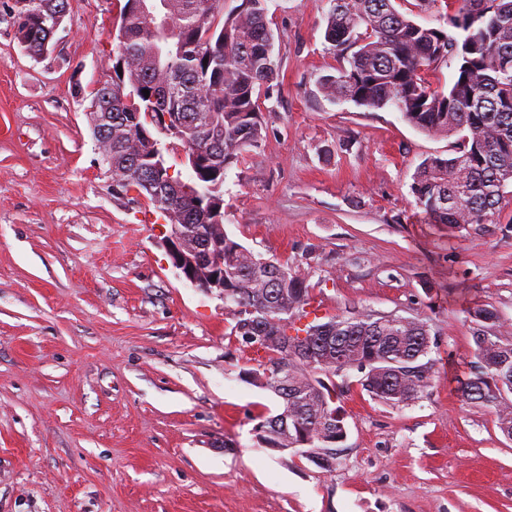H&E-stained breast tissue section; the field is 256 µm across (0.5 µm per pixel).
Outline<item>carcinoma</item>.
<instances>
[{
	"label": "carcinoma",
	"mask_w": 512,
	"mask_h": 512,
	"mask_svg": "<svg viewBox=\"0 0 512 512\" xmlns=\"http://www.w3.org/2000/svg\"><path fill=\"white\" fill-rule=\"evenodd\" d=\"M266 2L241 0L226 14L224 0H125L112 79L93 92L88 119L98 148L112 159L113 194L149 199L196 252L224 239L230 335L248 348L250 335H288L286 348L262 346L267 362L286 370L285 381L261 363L245 373L280 399L278 412L260 421L258 445L303 448L329 469L347 437L335 377L356 370L373 399L406 404L431 384L434 341L427 323L393 315L350 312L296 326L313 303L306 275L223 235L225 172L263 139L260 90L279 69ZM331 2L325 40L342 64L320 78L322 93L370 110L394 107L430 136H459L453 156L420 164L411 195L431 224L494 223L512 187V0H451L464 21L451 18L446 28L414 21L392 0ZM67 8L68 0H10L15 36L29 55L47 53ZM450 57L459 62L457 76L438 89V64ZM165 113L183 152L194 157L192 181L167 173L151 131ZM497 319L491 309L471 314L475 362L453 379L452 391L463 403L491 409L512 439V333L486 335Z\"/></svg>",
	"instance_id": "1"
}]
</instances>
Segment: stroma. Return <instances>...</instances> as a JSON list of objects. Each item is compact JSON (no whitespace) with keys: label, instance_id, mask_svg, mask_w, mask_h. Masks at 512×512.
<instances>
[{"label":"stroma","instance_id":"1","mask_svg":"<svg viewBox=\"0 0 512 512\" xmlns=\"http://www.w3.org/2000/svg\"><path fill=\"white\" fill-rule=\"evenodd\" d=\"M123 4L69 0L39 58L0 4V512H512V439L448 384L474 359L469 310L512 328V202L492 224L429 223L410 185L452 138L328 100L330 0H268L279 75L262 142L225 173L224 228L299 266L320 320H420L436 350L404 405L349 372L332 471L259 447L279 409L242 377L259 353L173 268L150 201L114 197L88 122Z\"/></svg>","mask_w":512,"mask_h":512}]
</instances>
